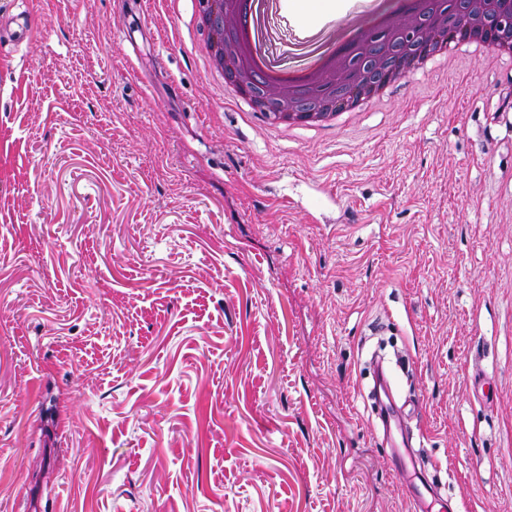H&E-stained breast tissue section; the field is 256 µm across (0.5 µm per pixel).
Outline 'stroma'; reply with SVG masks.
<instances>
[{"label":"stroma","instance_id":"35a3bbf8","mask_svg":"<svg viewBox=\"0 0 512 512\" xmlns=\"http://www.w3.org/2000/svg\"><path fill=\"white\" fill-rule=\"evenodd\" d=\"M1 6L0 512H411L375 326L443 497L512 512V59L288 131L195 0ZM11 19L15 20L16 28L10 29L9 26L2 25L0 27V38L3 31L7 35L8 41L14 46H19L29 40L37 32V26L33 19L27 16L20 18L13 16ZM378 409L377 416L384 436L390 439L391 456L394 470L402 473L405 468L404 452L409 447L406 436L407 421L419 415L418 402H405L398 405L394 387L389 375L381 370L377 376Z\"/></svg>","mask_w":512,"mask_h":512}]
</instances>
